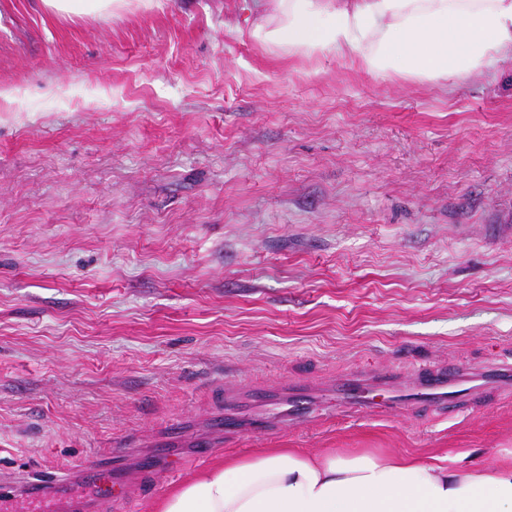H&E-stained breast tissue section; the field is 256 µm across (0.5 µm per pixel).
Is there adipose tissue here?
Wrapping results in <instances>:
<instances>
[{"instance_id":"adipose-tissue-1","label":"adipose tissue","mask_w":512,"mask_h":512,"mask_svg":"<svg viewBox=\"0 0 512 512\" xmlns=\"http://www.w3.org/2000/svg\"><path fill=\"white\" fill-rule=\"evenodd\" d=\"M251 14V38L277 55L444 88L512 60V0H251ZM155 512H512V459L456 467L268 448L215 462Z\"/></svg>"}]
</instances>
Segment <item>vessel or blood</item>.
<instances>
[{
  "label": "vessel or blood",
  "mask_w": 512,
  "mask_h": 512,
  "mask_svg": "<svg viewBox=\"0 0 512 512\" xmlns=\"http://www.w3.org/2000/svg\"><path fill=\"white\" fill-rule=\"evenodd\" d=\"M512 391V375L491 374L478 369L462 372L440 370L417 377L410 384L393 372L376 375L351 374L321 390L322 398H335L343 414H364L383 410L429 408L452 415L466 405L490 396ZM312 388L304 384L279 388H228L224 391V412L212 416L208 424L215 431L233 429L240 411L268 407L287 401V419L258 422L261 431L283 422L298 424L320 416L321 409L311 401ZM126 473L113 472L111 457L97 458L66 475L64 481L46 475L22 474L0 484V508L12 501L22 502L27 512H107L119 502L118 485Z\"/></svg>",
  "instance_id": "obj_1"
}]
</instances>
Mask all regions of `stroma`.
I'll return each mask as SVG.
<instances>
[{
  "label": "stroma",
  "instance_id": "obj_1",
  "mask_svg": "<svg viewBox=\"0 0 512 512\" xmlns=\"http://www.w3.org/2000/svg\"><path fill=\"white\" fill-rule=\"evenodd\" d=\"M247 0H0V473L182 435L151 512L226 455L492 463L512 399L243 430L221 387L512 365V62L453 90L251 40ZM47 7L59 13L92 12L102 9L119 10L133 2L147 4L149 1L140 0H44Z\"/></svg>",
  "mask_w": 512,
  "mask_h": 512
}]
</instances>
